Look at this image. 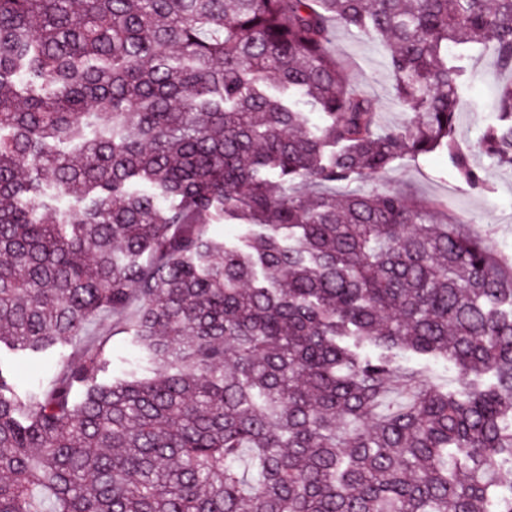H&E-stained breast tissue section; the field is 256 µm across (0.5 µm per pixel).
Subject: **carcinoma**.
Segmentation results:
<instances>
[{
    "mask_svg": "<svg viewBox=\"0 0 512 512\" xmlns=\"http://www.w3.org/2000/svg\"><path fill=\"white\" fill-rule=\"evenodd\" d=\"M335 24L390 46L411 120L379 127ZM450 42L512 73V0H0V352L71 348L25 397L0 359V512H512V275L333 190L435 149L479 182ZM496 110L512 165V82ZM104 313L152 375L99 380ZM257 231H259L258 227L239 224L235 220H227L224 224H215L209 229L212 235L220 237L224 235V241L228 246L241 245L246 236Z\"/></svg>",
    "mask_w": 512,
    "mask_h": 512,
    "instance_id": "cac0c4a2",
    "label": "carcinoma"
}]
</instances>
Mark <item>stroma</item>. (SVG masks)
Returning a JSON list of instances; mask_svg holds the SVG:
<instances>
[{"label": "stroma", "mask_w": 512, "mask_h": 512, "mask_svg": "<svg viewBox=\"0 0 512 512\" xmlns=\"http://www.w3.org/2000/svg\"><path fill=\"white\" fill-rule=\"evenodd\" d=\"M351 89L371 96L378 123L392 128L406 123L405 110L387 77V53L372 39L334 27L329 44ZM462 70L453 137L480 177L479 185L463 180L447 154L405 158L381 175L378 188L400 192L410 200L431 205L434 222L482 237L505 271H512V166L489 159L478 147L485 127L496 121V96L507 76L497 69L491 50L462 45L450 48ZM88 339L103 342L109 365L104 380L123 376L140 358L129 332L111 315H102L86 330ZM60 353L35 361L6 356L19 392L34 390L55 373Z\"/></svg>", "instance_id": "1"}]
</instances>
